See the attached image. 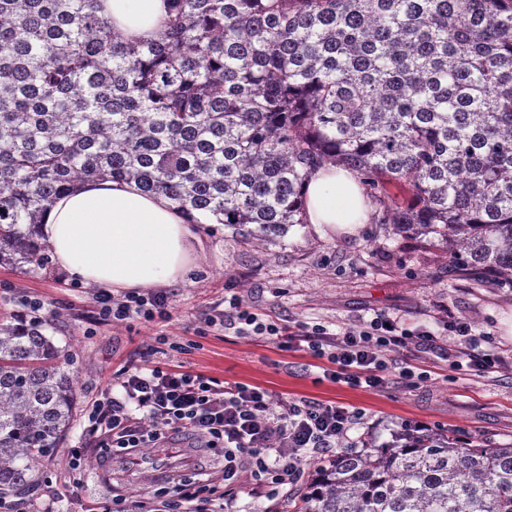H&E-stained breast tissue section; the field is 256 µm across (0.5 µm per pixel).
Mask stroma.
Returning <instances> with one entry per match:
<instances>
[{
  "label": "stroma",
  "instance_id": "35a3bbf8",
  "mask_svg": "<svg viewBox=\"0 0 512 512\" xmlns=\"http://www.w3.org/2000/svg\"><path fill=\"white\" fill-rule=\"evenodd\" d=\"M198 257L185 281L168 285L170 318L142 323L89 320L96 286L60 272L55 263L29 271L0 266V318L25 313L31 299L57 343L74 357L79 399L71 432L49 461L44 483L23 500V512H88L102 502H124L138 512H163L184 468L205 484L223 486V452L181 435L165 448H141L116 460L111 483L98 479L102 455L88 449L72 470L69 451L83 442L90 402L126 367L136 366L142 345L160 343L156 359L172 369L257 385L273 394L331 401L363 412L356 434L389 440L387 427L427 421L484 448L512 445V287L482 270L452 266L436 245L389 235L384 225L361 224L352 232L316 233L309 224L285 238L256 241L221 224H197ZM239 295L252 312L290 326L355 327L386 313L410 325L437 330L443 321L465 320L505 357L497 372L465 376L432 354L417 367L428 379L416 388L389 383L379 391L318 378L310 354L279 350L265 337H240L205 318ZM297 484L276 493L241 473L233 491L208 501V512H296Z\"/></svg>",
  "mask_w": 512,
  "mask_h": 512
}]
</instances>
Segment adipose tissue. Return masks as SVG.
<instances>
[{"instance_id":"adipose-tissue-1","label":"adipose tissue","mask_w":512,"mask_h":512,"mask_svg":"<svg viewBox=\"0 0 512 512\" xmlns=\"http://www.w3.org/2000/svg\"><path fill=\"white\" fill-rule=\"evenodd\" d=\"M101 16L131 42L158 39L167 0H99ZM306 220L316 232L367 223L374 205L350 170L327 164L309 179ZM60 270L105 289H148L184 280L196 236L184 214L135 183L91 181L57 199L38 226Z\"/></svg>"}]
</instances>
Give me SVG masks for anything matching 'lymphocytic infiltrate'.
<instances>
[{"label":"lymphocytic infiltrate","mask_w":512,"mask_h":512,"mask_svg":"<svg viewBox=\"0 0 512 512\" xmlns=\"http://www.w3.org/2000/svg\"><path fill=\"white\" fill-rule=\"evenodd\" d=\"M166 293H130L96 297L91 319L96 323L169 317ZM209 325L237 335L267 336L283 351H305L326 360L324 380L367 390L386 386L389 374L414 388L426 380L415 359L435 353L450 369L483 377L497 371L504 357L469 323L443 324L441 331L408 328L398 317L379 315L356 328L330 331L326 326L297 329L259 317L238 295H231ZM151 351L142 363L118 374L121 396L95 400L84 422V448H162L171 435L189 431L205 447L224 451V484L234 486L242 469L268 485L297 481L305 464L349 447V432L360 412L336 403L274 396L241 382L222 381L200 373L182 372L155 363ZM84 448L71 451L72 469H80Z\"/></svg>","instance_id":"obj_1"}]
</instances>
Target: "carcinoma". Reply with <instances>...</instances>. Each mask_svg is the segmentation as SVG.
<instances>
[{"label":"carcinoma","instance_id":"1","mask_svg":"<svg viewBox=\"0 0 512 512\" xmlns=\"http://www.w3.org/2000/svg\"><path fill=\"white\" fill-rule=\"evenodd\" d=\"M96 2L0 0V265L46 266L42 215L87 180L283 237L332 163L375 223L512 285V0H170L142 43ZM73 365L42 322L0 321V495L33 491L57 455ZM300 498L299 512H512V446L441 430L344 449Z\"/></svg>","mask_w":512,"mask_h":512}]
</instances>
